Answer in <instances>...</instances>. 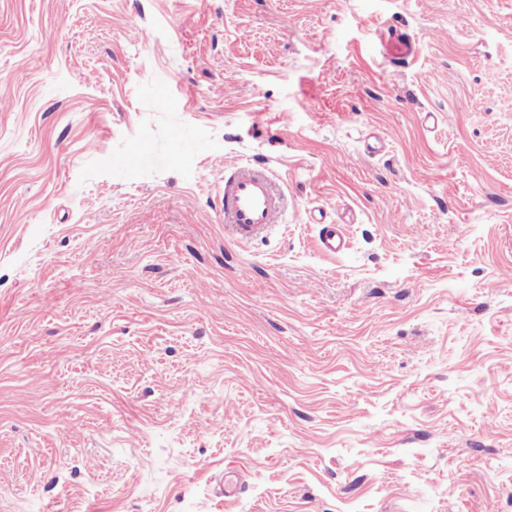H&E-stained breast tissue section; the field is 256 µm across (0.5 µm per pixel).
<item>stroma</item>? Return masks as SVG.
<instances>
[{
  "label": "stroma",
  "instance_id": "obj_1",
  "mask_svg": "<svg viewBox=\"0 0 512 512\" xmlns=\"http://www.w3.org/2000/svg\"><path fill=\"white\" fill-rule=\"evenodd\" d=\"M0 99V512H512V0H0ZM224 227L238 244H249L284 224V195L270 169L250 160L224 165L214 175ZM318 235L320 249L329 255L341 253L346 248L347 235L343 225L320 224Z\"/></svg>",
  "mask_w": 512,
  "mask_h": 512
}]
</instances>
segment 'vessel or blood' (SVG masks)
Returning <instances> with one entry per match:
<instances>
[{"label": "vessel or blood", "instance_id": "b4317fda", "mask_svg": "<svg viewBox=\"0 0 512 512\" xmlns=\"http://www.w3.org/2000/svg\"><path fill=\"white\" fill-rule=\"evenodd\" d=\"M214 183L222 192L224 227L236 243H250L283 224L284 195L266 166L249 160L239 162L216 172ZM318 240L324 253H341L347 242L345 228L321 225Z\"/></svg>", "mask_w": 512, "mask_h": 512}]
</instances>
